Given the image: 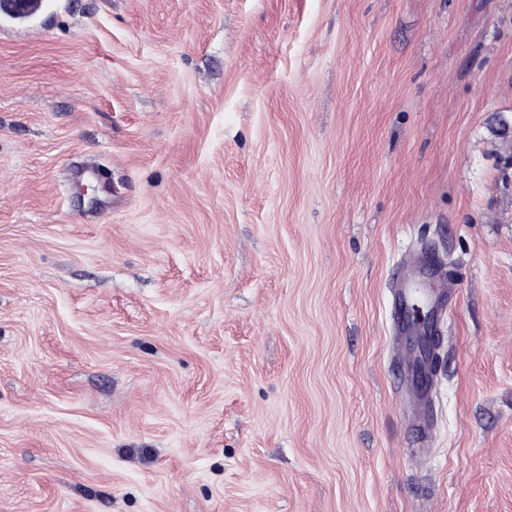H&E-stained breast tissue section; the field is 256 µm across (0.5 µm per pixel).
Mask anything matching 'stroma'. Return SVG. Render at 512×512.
<instances>
[{"mask_svg":"<svg viewBox=\"0 0 512 512\" xmlns=\"http://www.w3.org/2000/svg\"><path fill=\"white\" fill-rule=\"evenodd\" d=\"M0 512H512V0L0 16ZM396 286L393 294V320L397 332L394 342L398 345L403 333L419 327L417 321L424 316V311L417 298L415 283L410 282L409 276H403ZM411 365V364H410ZM419 371L423 379L419 387L411 386L410 390L414 398V412L412 426L418 435L419 442L423 441L429 432L433 420L434 409V376L431 362L419 361L411 365Z\"/></svg>","mask_w":512,"mask_h":512,"instance_id":"1","label":"stroma"}]
</instances>
